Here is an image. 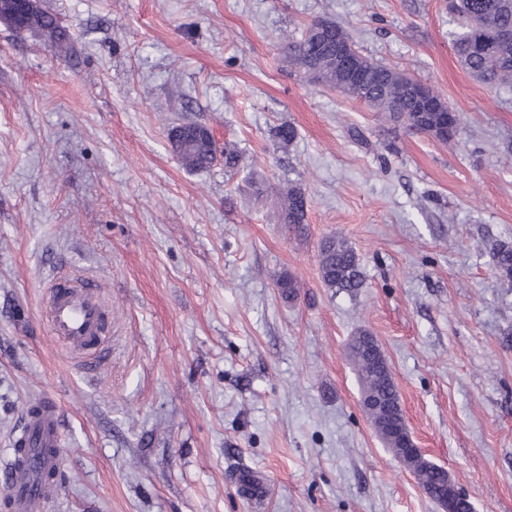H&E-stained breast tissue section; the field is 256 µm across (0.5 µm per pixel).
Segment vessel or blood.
<instances>
[{
    "label": "vessel or blood",
    "mask_w": 512,
    "mask_h": 512,
    "mask_svg": "<svg viewBox=\"0 0 512 512\" xmlns=\"http://www.w3.org/2000/svg\"><path fill=\"white\" fill-rule=\"evenodd\" d=\"M48 314L52 335L80 356L85 372H95L108 328L97 286L55 279L49 289ZM25 418L22 435L27 440L26 451L10 452L0 463V488L13 512H42L48 485L40 474L58 470L64 456L57 404L45 400L35 411L26 412Z\"/></svg>",
    "instance_id": "obj_1"
}]
</instances>
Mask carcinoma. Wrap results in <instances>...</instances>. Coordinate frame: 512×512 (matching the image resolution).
<instances>
[{
	"label": "carcinoma",
	"instance_id": "1",
	"mask_svg": "<svg viewBox=\"0 0 512 512\" xmlns=\"http://www.w3.org/2000/svg\"><path fill=\"white\" fill-rule=\"evenodd\" d=\"M14 0H0V21L16 31L38 33L52 41L64 42L68 39L67 29L57 17L38 3L19 20H13L6 12L13 10ZM449 9L460 20V30L451 33L457 54L467 71L480 83L494 88L512 82V0H449ZM489 18L495 24L511 34V37L494 43L476 54L463 50L474 30V23ZM314 36V25H308L298 37H289L283 41V50L288 60L302 67L309 75L319 72L322 82L336 84L340 71L336 69L333 48L336 38L351 39L350 34L336 23L321 38L319 56L310 54ZM357 62L364 68L367 94L357 92L351 98L366 104L375 112H387L393 117H405L409 130L429 134L435 115L414 112L411 101L401 96L397 89L407 76L375 62L363 55ZM203 125L184 123L171 131V144L178 148L177 156L182 164L199 170L210 167L216 161L214 144H206L199 138ZM305 191L297 184H290L278 192L276 206L283 223L292 224L298 230L307 223ZM493 264L495 273L501 280L512 282V244L501 243L494 248ZM319 270L323 283L329 288H337L354 293L362 287L361 264L355 250L347 240L339 236L325 239L319 252ZM349 355L355 363L367 399L365 409L372 423H377L382 409L395 410L400 406L399 394L392 378L388 362L375 338L366 330H360L348 345ZM393 454L403 461L413 472L419 487L435 503L448 496L453 483L448 472L423 459L420 455H410L404 446L394 440H385Z\"/></svg>",
	"mask_w": 512,
	"mask_h": 512
}]
</instances>
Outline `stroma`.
<instances>
[{
    "label": "stroma",
    "instance_id": "35a3bbf8",
    "mask_svg": "<svg viewBox=\"0 0 512 512\" xmlns=\"http://www.w3.org/2000/svg\"><path fill=\"white\" fill-rule=\"evenodd\" d=\"M38 3L68 41L0 23V457L53 398L66 454L43 512H442L363 410L361 329L424 457L474 512H512V282L492 262L512 243V84L466 71L448 0ZM318 19L438 92L454 141L309 81L281 36ZM183 122L238 169L185 168ZM257 181L301 185L304 233ZM337 232L354 295L320 277ZM61 272L93 277L112 322L91 375L47 325Z\"/></svg>",
    "mask_w": 512,
    "mask_h": 512
}]
</instances>
